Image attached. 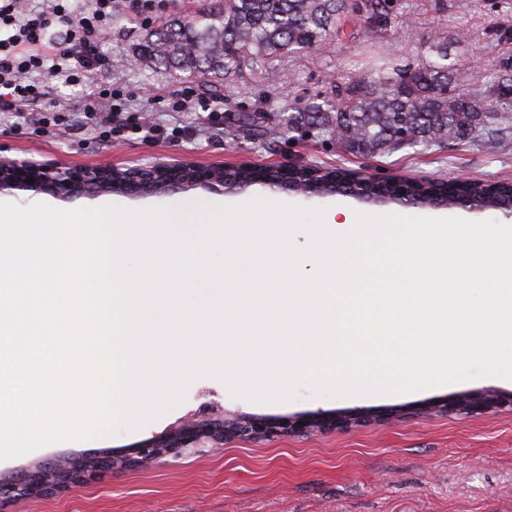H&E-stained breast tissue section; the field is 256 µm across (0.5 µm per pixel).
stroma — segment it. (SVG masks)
Listing matches in <instances>:
<instances>
[{"instance_id": "obj_1", "label": "stroma", "mask_w": 512, "mask_h": 512, "mask_svg": "<svg viewBox=\"0 0 512 512\" xmlns=\"http://www.w3.org/2000/svg\"><path fill=\"white\" fill-rule=\"evenodd\" d=\"M390 5L393 16L386 20L354 15V41L329 40L302 54L275 57L271 80L260 72L235 79L224 89L231 107L209 114L196 104L197 83L172 79L133 58L165 11L147 14L120 0L119 19L99 42L104 64L94 79L73 85L61 75L45 77V97L26 107L24 117L0 114V159L81 168L180 159L202 167L296 164L387 178L452 183L470 175L487 184L512 181V133L494 147L478 137L442 150L405 149L372 158L348 154L320 138L282 139L268 146L225 137L231 112H253L265 124H278L288 104L335 97L337 87L354 75L374 79L393 67L428 60L430 46L439 40L449 44L448 65L459 89L470 94L492 87L501 75V59L512 56V0H390ZM399 15L410 18L409 28L396 26ZM460 36L465 45L459 49L454 41ZM106 87L112 90L111 112L84 111L86 99ZM148 125L158 127L157 136L145 135ZM256 198L319 209L327 216L341 210L381 215L399 210L395 204L370 205L341 194L306 200L259 184L226 197L197 189L70 200L44 194L40 200L64 209L112 205L139 211L196 202L240 206ZM484 389L512 391V380L486 376L408 394L343 397L319 396L301 386L294 399L268 403L232 395L222 380L201 376L180 403L139 429L48 445L0 461V473L63 453L135 447L164 435L210 401L229 412L259 416L320 410L365 412L370 419L318 435L229 439L220 447L110 474L70 492L18 500L0 512H512V411L473 416L415 411L451 394ZM395 407L404 408V415L378 420V413Z\"/></svg>"}]
</instances>
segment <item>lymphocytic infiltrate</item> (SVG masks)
<instances>
[{
    "mask_svg": "<svg viewBox=\"0 0 512 512\" xmlns=\"http://www.w3.org/2000/svg\"><path fill=\"white\" fill-rule=\"evenodd\" d=\"M91 15L68 14L63 5L52 10L33 12L19 5L18 0H0V24L14 27L7 39H0V112H16L24 104L39 100L43 87L28 81L34 71L50 70L74 82L82 81L98 71L102 59L98 41L116 11V0H91ZM67 23L78 36L77 51L63 54L62 60L46 65L42 45L45 31L52 23Z\"/></svg>",
    "mask_w": 512,
    "mask_h": 512,
    "instance_id": "1",
    "label": "lymphocytic infiltrate"
}]
</instances>
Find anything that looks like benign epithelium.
I'll return each instance as SVG.
<instances>
[{"label":"benign epithelium","mask_w":512,"mask_h":512,"mask_svg":"<svg viewBox=\"0 0 512 512\" xmlns=\"http://www.w3.org/2000/svg\"><path fill=\"white\" fill-rule=\"evenodd\" d=\"M293 170V166L265 170L262 181L272 190L281 189L288 185L285 178ZM30 179L35 183L28 184ZM198 188L215 195L240 192V188L224 182V169L203 168L183 161L119 169L107 165L74 168L30 160L0 159V194L24 191L70 199L84 194H160ZM429 408L458 415L511 410L512 391L456 393L429 404ZM208 411L205 406L184 416L166 436L153 439L130 453L59 457L20 474L8 477L1 474L0 502L71 491L103 474L157 464L180 456L187 448H204L209 443L218 444L229 438L268 440L322 433L348 429L364 420L360 415L346 412L264 417L226 411L217 418H207Z\"/></svg>","instance_id":"obj_1"}]
</instances>
